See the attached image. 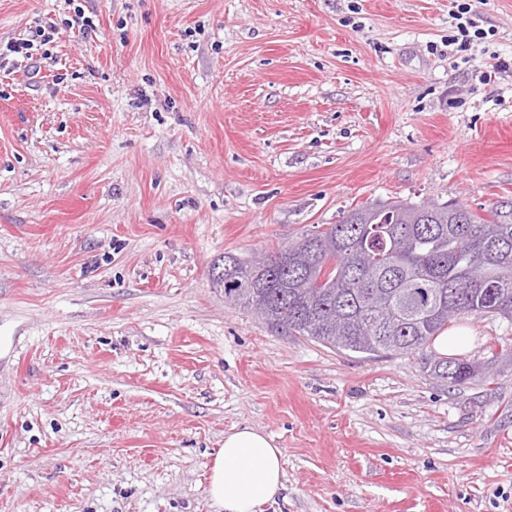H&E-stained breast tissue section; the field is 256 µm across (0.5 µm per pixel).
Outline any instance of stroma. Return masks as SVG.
<instances>
[{
	"mask_svg": "<svg viewBox=\"0 0 512 512\" xmlns=\"http://www.w3.org/2000/svg\"><path fill=\"white\" fill-rule=\"evenodd\" d=\"M49 25L0 67V512H217L242 426L282 451L262 512H512V364L453 388L220 278L368 201H512V0H0V47ZM50 33H46L45 29H37L33 32L31 39H22L21 41L13 42L6 45V52L13 54H21L27 60L33 58V54L30 50L34 47V41L39 39V43L45 45L51 41Z\"/></svg>",
	"mask_w": 512,
	"mask_h": 512,
	"instance_id": "obj_1",
	"label": "stroma"
}]
</instances>
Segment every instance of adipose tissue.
Returning a JSON list of instances; mask_svg holds the SVG:
<instances>
[{
  "label": "adipose tissue",
  "instance_id": "1",
  "mask_svg": "<svg viewBox=\"0 0 512 512\" xmlns=\"http://www.w3.org/2000/svg\"><path fill=\"white\" fill-rule=\"evenodd\" d=\"M281 456L273 439L252 427L225 434L210 468L211 499L221 512H257L284 489Z\"/></svg>",
  "mask_w": 512,
  "mask_h": 512
}]
</instances>
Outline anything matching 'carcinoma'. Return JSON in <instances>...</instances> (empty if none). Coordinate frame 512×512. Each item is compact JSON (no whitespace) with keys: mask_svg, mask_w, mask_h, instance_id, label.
<instances>
[{"mask_svg":"<svg viewBox=\"0 0 512 512\" xmlns=\"http://www.w3.org/2000/svg\"><path fill=\"white\" fill-rule=\"evenodd\" d=\"M278 254L257 284L244 278L246 261L224 256V303L264 302L271 329L336 349L422 353L448 326L450 307L512 320V202L482 216L455 200L375 201ZM424 365L454 387L479 371L464 359L429 356Z\"/></svg>","mask_w":512,"mask_h":512,"instance_id":"obj_1","label":"carcinoma"}]
</instances>
